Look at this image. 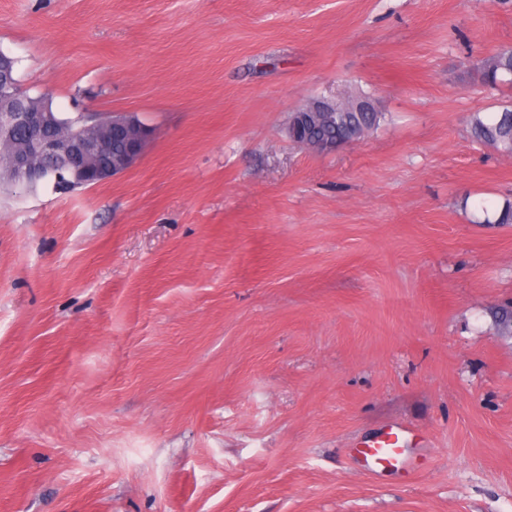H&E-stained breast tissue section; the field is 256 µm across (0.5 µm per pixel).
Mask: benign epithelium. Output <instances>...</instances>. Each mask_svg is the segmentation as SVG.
I'll list each match as a JSON object with an SVG mask.
<instances>
[{"label": "benign epithelium", "mask_w": 512, "mask_h": 512, "mask_svg": "<svg viewBox=\"0 0 512 512\" xmlns=\"http://www.w3.org/2000/svg\"><path fill=\"white\" fill-rule=\"evenodd\" d=\"M18 95L7 71L0 72V143H11L19 129L26 131L23 150L4 151L0 158L16 179L39 182L56 193L92 187L127 173L140 161L151 136V129L134 112L109 113L101 124H77L57 133L53 113L14 106ZM115 137L126 141L127 148L114 159Z\"/></svg>", "instance_id": "benign-epithelium-1"}]
</instances>
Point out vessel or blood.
I'll return each instance as SVG.
<instances>
[{
	"label": "vessel or blood",
	"instance_id": "1",
	"mask_svg": "<svg viewBox=\"0 0 512 512\" xmlns=\"http://www.w3.org/2000/svg\"><path fill=\"white\" fill-rule=\"evenodd\" d=\"M414 433L401 422H393L373 438L349 448L348 456L364 474L380 480L389 476L413 478L430 465L426 455L412 446Z\"/></svg>",
	"mask_w": 512,
	"mask_h": 512
}]
</instances>
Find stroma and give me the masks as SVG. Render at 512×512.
Masks as SVG:
<instances>
[{
	"label": "stroma",
	"mask_w": 512,
	"mask_h": 512,
	"mask_svg": "<svg viewBox=\"0 0 512 512\" xmlns=\"http://www.w3.org/2000/svg\"><path fill=\"white\" fill-rule=\"evenodd\" d=\"M512 0H0L71 115L153 130L124 175L0 192V512H512ZM385 118L317 154L291 112ZM423 432L409 482L349 445ZM473 80L488 87L512 84V48H502L484 58L474 69ZM470 136L475 142L502 155L512 156V106H503L501 111L492 115L473 114Z\"/></svg>",
	"instance_id": "stroma-1"
}]
</instances>
